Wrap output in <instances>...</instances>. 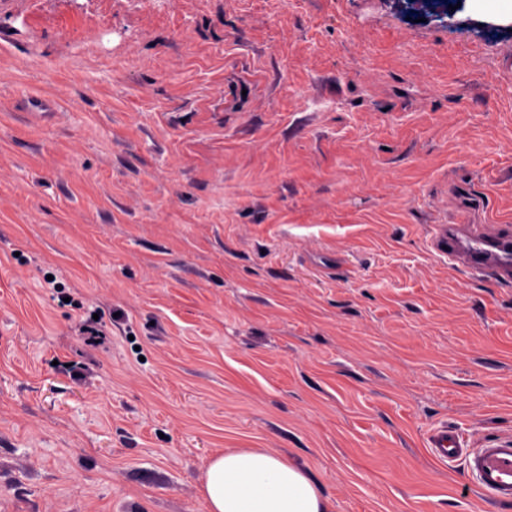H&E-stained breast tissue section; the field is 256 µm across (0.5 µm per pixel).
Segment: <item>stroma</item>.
<instances>
[{
    "label": "stroma",
    "instance_id": "stroma-1",
    "mask_svg": "<svg viewBox=\"0 0 512 512\" xmlns=\"http://www.w3.org/2000/svg\"><path fill=\"white\" fill-rule=\"evenodd\" d=\"M8 3L0 512H209L210 458L242 448L332 512H512L425 446L512 434V282L430 234L512 230V30L398 0Z\"/></svg>",
    "mask_w": 512,
    "mask_h": 512
}]
</instances>
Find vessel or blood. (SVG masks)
Listing matches in <instances>:
<instances>
[{
    "label": "vessel or blood",
    "mask_w": 512,
    "mask_h": 512,
    "mask_svg": "<svg viewBox=\"0 0 512 512\" xmlns=\"http://www.w3.org/2000/svg\"><path fill=\"white\" fill-rule=\"evenodd\" d=\"M435 250L458 264L499 282L512 281V234L493 224H439L432 234ZM431 455L445 463L464 459L482 498L512 502V437L488 448L472 449L458 431L439 427L426 436Z\"/></svg>",
    "instance_id": "obj_1"
}]
</instances>
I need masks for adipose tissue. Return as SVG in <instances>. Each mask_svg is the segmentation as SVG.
I'll use <instances>...</instances> for the list:
<instances>
[{"label":"adipose tissue","mask_w":512,"mask_h":512,"mask_svg":"<svg viewBox=\"0 0 512 512\" xmlns=\"http://www.w3.org/2000/svg\"><path fill=\"white\" fill-rule=\"evenodd\" d=\"M202 492L209 512H331L306 470L263 448L213 457Z\"/></svg>","instance_id":"adipose-tissue-1"}]
</instances>
